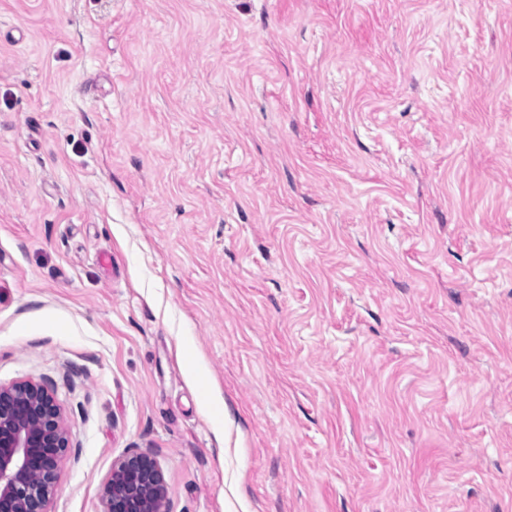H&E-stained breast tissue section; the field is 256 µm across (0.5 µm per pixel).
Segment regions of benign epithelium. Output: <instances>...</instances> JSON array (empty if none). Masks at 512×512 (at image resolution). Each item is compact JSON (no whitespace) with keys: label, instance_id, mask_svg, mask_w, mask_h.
<instances>
[{"label":"benign epithelium","instance_id":"benign-epithelium-1","mask_svg":"<svg viewBox=\"0 0 512 512\" xmlns=\"http://www.w3.org/2000/svg\"><path fill=\"white\" fill-rule=\"evenodd\" d=\"M69 439L54 396L32 381L0 385V512H48ZM166 483L146 453L118 460L103 488V512H161Z\"/></svg>","mask_w":512,"mask_h":512}]
</instances>
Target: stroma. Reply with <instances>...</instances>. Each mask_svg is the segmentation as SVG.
Here are the masks:
<instances>
[{
	"mask_svg": "<svg viewBox=\"0 0 512 512\" xmlns=\"http://www.w3.org/2000/svg\"><path fill=\"white\" fill-rule=\"evenodd\" d=\"M17 380L49 512H512V0H0ZM166 483L158 461L146 453L118 460L103 488V512H161Z\"/></svg>",
	"mask_w": 512,
	"mask_h": 512,
	"instance_id": "obj_1",
	"label": "stroma"
}]
</instances>
